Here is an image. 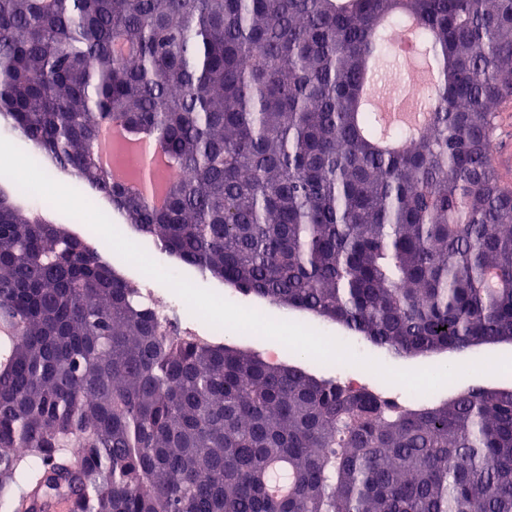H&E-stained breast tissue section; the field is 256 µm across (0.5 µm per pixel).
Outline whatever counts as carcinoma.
Segmentation results:
<instances>
[{"mask_svg":"<svg viewBox=\"0 0 512 512\" xmlns=\"http://www.w3.org/2000/svg\"><path fill=\"white\" fill-rule=\"evenodd\" d=\"M408 17L441 70L381 127L367 60ZM512 0H0V116L179 263L398 357L512 342ZM151 127L152 206L95 151ZM399 152L377 146L382 134ZM60 224L0 195V498L25 512H512V386L410 405L240 346L164 336ZM25 452L19 453L17 449ZM288 464L287 494L267 474ZM113 148H120L123 153H130L137 159L147 156L150 149L154 148L148 159L151 184L147 195L152 202L156 200L157 206H161L164 202V192L167 191V183L160 181L158 175L162 171L175 169L177 165L174 160L168 158L164 153L161 157V163H159L158 157L161 151L154 145L153 133L149 130L132 131L116 122L105 124L101 128L98 146L100 162L110 169L114 181L122 185L123 181H128L126 186L134 192V185L137 190H139V186L129 177L126 167L116 162L112 153ZM495 152L494 146L491 147V152L494 154L493 162L496 169L501 177V183L503 186L512 189V147L510 141L499 134L495 141Z\"/></svg>","mask_w":512,"mask_h":512,"instance_id":"1","label":"carcinoma"}]
</instances>
